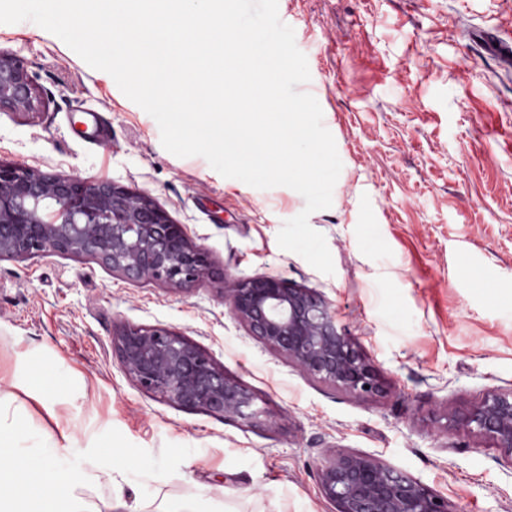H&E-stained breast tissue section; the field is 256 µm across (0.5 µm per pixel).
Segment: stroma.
<instances>
[{
    "mask_svg": "<svg viewBox=\"0 0 512 512\" xmlns=\"http://www.w3.org/2000/svg\"><path fill=\"white\" fill-rule=\"evenodd\" d=\"M278 12L343 164L331 207L309 217L333 274L278 245L299 193L171 154L109 74L30 21L0 24V49L24 61L38 99L0 111V160L148 194L226 276L321 292L386 394L361 400L301 375L228 314L218 281L178 291L82 257L18 258L0 261V433L26 454L69 444L74 493L93 506L119 493L145 512H332L316 465L345 448L458 512H512V464L452 422L512 389V68L476 39L512 42V0H278ZM89 112L107 129L93 143ZM126 325L196 342L260 415L224 419L140 388L112 348Z\"/></svg>",
    "mask_w": 512,
    "mask_h": 512,
    "instance_id": "stroma-1",
    "label": "stroma"
}]
</instances>
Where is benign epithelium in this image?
Masks as SVG:
<instances>
[{
  "label": "benign epithelium",
  "mask_w": 512,
  "mask_h": 512,
  "mask_svg": "<svg viewBox=\"0 0 512 512\" xmlns=\"http://www.w3.org/2000/svg\"><path fill=\"white\" fill-rule=\"evenodd\" d=\"M36 102L24 61L0 51V109L28 112ZM43 254L86 257L131 282L174 290L214 277L207 249L149 195L0 161V260ZM221 280L228 313L300 374L362 399L385 393L382 373L323 294L266 275ZM112 344L138 386L178 407L247 422L259 414L253 393L174 329L125 326ZM454 422L512 461V390L485 394ZM317 477L335 512H457L448 498L357 451L327 450Z\"/></svg>",
  "instance_id": "1"
}]
</instances>
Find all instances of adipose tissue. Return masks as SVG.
I'll list each match as a JSON object with an SVG mask.
<instances>
[{
	"instance_id": "ef3b65f1",
	"label": "adipose tissue",
	"mask_w": 512,
	"mask_h": 512,
	"mask_svg": "<svg viewBox=\"0 0 512 512\" xmlns=\"http://www.w3.org/2000/svg\"><path fill=\"white\" fill-rule=\"evenodd\" d=\"M66 452L61 446L42 456L0 454V512H141L120 497L94 508L81 503L74 474L56 463Z\"/></svg>"
}]
</instances>
